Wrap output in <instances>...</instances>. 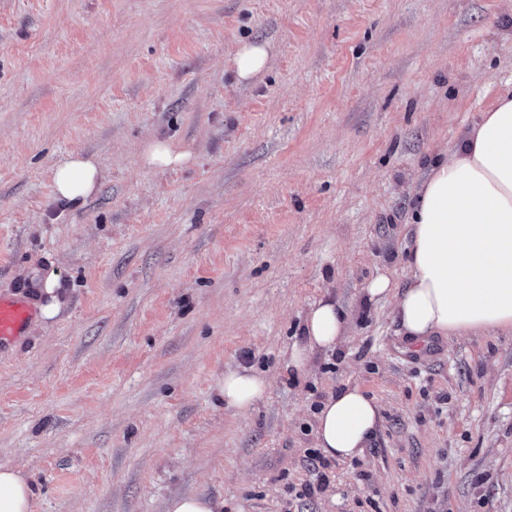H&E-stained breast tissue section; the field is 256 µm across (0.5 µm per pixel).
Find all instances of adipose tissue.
Returning a JSON list of instances; mask_svg holds the SVG:
<instances>
[{"instance_id": "ef3b65f1", "label": "adipose tissue", "mask_w": 512, "mask_h": 512, "mask_svg": "<svg viewBox=\"0 0 512 512\" xmlns=\"http://www.w3.org/2000/svg\"><path fill=\"white\" fill-rule=\"evenodd\" d=\"M271 57L268 43H240L234 57L237 81L263 74ZM101 177L95 161L71 153L53 170L54 195L80 206ZM407 269L405 286L379 275L366 293L372 299L395 297L401 333L413 342L512 332V93L479 112L452 150L426 166L415 188ZM349 322L335 301L313 303L302 341L287 354L286 370L305 374L314 351L338 348ZM268 387L266 377L253 369L227 371L224 405L246 412ZM379 423L376 399L358 385H344L317 413V446L331 458L360 457ZM34 496L24 472L0 466V512H31Z\"/></svg>"}]
</instances>
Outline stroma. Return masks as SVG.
I'll return each instance as SVG.
<instances>
[{
	"label": "stroma",
	"mask_w": 512,
	"mask_h": 512,
	"mask_svg": "<svg viewBox=\"0 0 512 512\" xmlns=\"http://www.w3.org/2000/svg\"><path fill=\"white\" fill-rule=\"evenodd\" d=\"M243 40L274 48L252 84ZM511 90L512 0H0V297L60 302L0 348L32 512H512V333L415 347L364 293L405 283L417 178ZM154 138L191 160L148 169ZM75 151L104 175L77 208L52 187ZM323 298L349 331L289 377ZM243 366L270 388L240 414ZM349 382L377 434L302 495ZM268 380L251 368L229 370L224 374L221 393L227 409L236 412H247L267 392ZM224 501L196 494L177 495L166 503L165 512H223Z\"/></svg>",
	"instance_id": "obj_1"
}]
</instances>
